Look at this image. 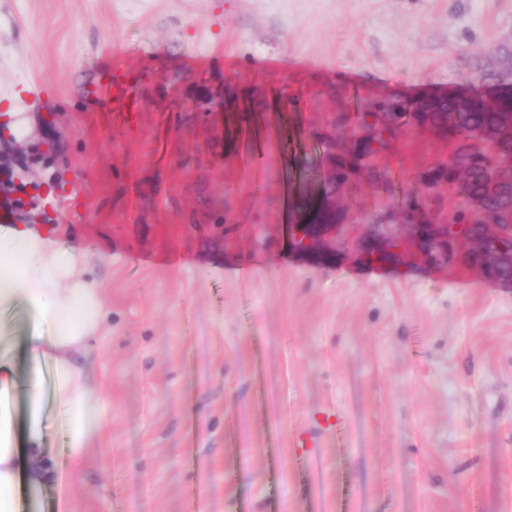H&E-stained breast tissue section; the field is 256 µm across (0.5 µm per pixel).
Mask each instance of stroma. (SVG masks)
<instances>
[{
  "label": "stroma",
  "mask_w": 512,
  "mask_h": 512,
  "mask_svg": "<svg viewBox=\"0 0 512 512\" xmlns=\"http://www.w3.org/2000/svg\"><path fill=\"white\" fill-rule=\"evenodd\" d=\"M504 39L512 0H0L9 149L58 185L25 213L72 237L106 312L109 428L71 462L47 403L57 476L23 512H512V283L427 257L365 178L313 252L279 222L282 175L332 176L329 121L479 88L466 55ZM116 78L136 111L92 95ZM449 153L412 126L378 164L402 187ZM392 236L397 261L362 262ZM0 326L26 384L29 315Z\"/></svg>",
  "instance_id": "stroma-1"
}]
</instances>
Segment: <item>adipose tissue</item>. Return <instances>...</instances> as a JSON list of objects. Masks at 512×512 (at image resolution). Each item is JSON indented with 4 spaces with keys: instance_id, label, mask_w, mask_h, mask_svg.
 I'll use <instances>...</instances> for the list:
<instances>
[{
    "instance_id": "adipose-tissue-1",
    "label": "adipose tissue",
    "mask_w": 512,
    "mask_h": 512,
    "mask_svg": "<svg viewBox=\"0 0 512 512\" xmlns=\"http://www.w3.org/2000/svg\"><path fill=\"white\" fill-rule=\"evenodd\" d=\"M18 304L31 315V376L20 427L10 404L16 380L9 339L0 336V512H19V487L37 495L55 474L44 437L47 401L64 412L72 461L83 458L102 421L99 400L76 358L90 355L105 313L97 288L79 266L77 250L58 233L32 224L0 226V310ZM47 365L55 376L49 393L41 377Z\"/></svg>"
}]
</instances>
